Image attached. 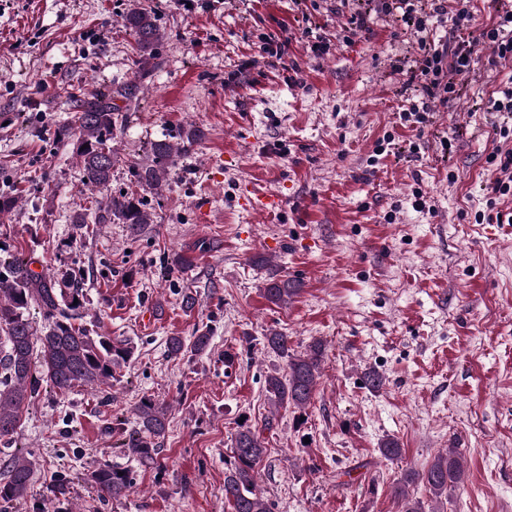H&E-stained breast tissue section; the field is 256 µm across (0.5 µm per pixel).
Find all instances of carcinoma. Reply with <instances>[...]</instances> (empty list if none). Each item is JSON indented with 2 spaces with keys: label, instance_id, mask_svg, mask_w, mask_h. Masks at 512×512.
<instances>
[{
  "label": "carcinoma",
  "instance_id": "1",
  "mask_svg": "<svg viewBox=\"0 0 512 512\" xmlns=\"http://www.w3.org/2000/svg\"><path fill=\"white\" fill-rule=\"evenodd\" d=\"M143 60H148L160 40L155 18L140 9L125 16ZM140 86L127 82L105 88L91 98L79 100L74 121L58 126L54 137L71 142L83 171V184L91 191H106L112 181L114 156L107 146L119 123V113L112 106V96L127 100L137 98ZM200 138V131L190 130L177 143L159 140L150 143L147 161L137 168L139 181L153 189L164 186L174 167L178 152L185 151ZM96 224H125L132 237L144 234L154 223L146 202L133 195L112 194L105 207L95 214ZM301 291L299 281L269 278L264 288L266 299L285 303ZM88 299L76 279L35 273L28 262L13 256L0 259V444L10 447L17 433L23 411L39 396L41 384L64 395L77 387L97 390L112 385L133 354L124 340L103 336L81 323V311ZM37 308L46 324L37 329L30 320V309ZM212 336L206 330L191 339L171 336L167 353L171 357L202 355L209 351ZM40 349L34 361V348ZM264 347L283 359L286 374H269L265 379L268 400L276 407L302 409L313 399L321 374L324 347L320 340L308 345L303 355L291 351L288 336L273 332L264 337ZM168 407L151 397H142L134 405L135 425L118 428L114 447L120 454L141 467L162 469L159 454L168 432ZM267 448L260 429L245 420L237 425L232 438L231 454L224 472V501L232 512H271L260 495L258 475ZM7 469V480L0 483V502L10 508L24 501L32 481V463L14 456ZM84 480L93 485L102 501L124 499L134 485V472L110 460H100L88 467ZM464 482L461 454L456 448L439 453L426 469L411 471L394 486V497L401 512H424L422 501L410 496L409 486L423 484L436 502L448 495V488ZM68 482L60 480L47 491L40 512H69Z\"/></svg>",
  "mask_w": 512,
  "mask_h": 512
}]
</instances>
